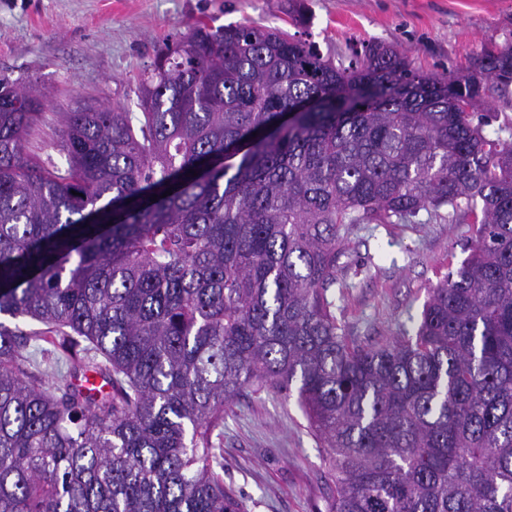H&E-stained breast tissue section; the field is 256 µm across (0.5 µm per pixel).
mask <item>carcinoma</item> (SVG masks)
Returning a JSON list of instances; mask_svg holds the SVG:
<instances>
[{
  "label": "carcinoma",
  "instance_id": "obj_1",
  "mask_svg": "<svg viewBox=\"0 0 512 512\" xmlns=\"http://www.w3.org/2000/svg\"><path fill=\"white\" fill-rule=\"evenodd\" d=\"M25 93L0 78V314L93 355L47 388L0 322V512H243L212 433L295 380L328 512H512V141L461 109L512 96L511 43L439 75L379 40L345 66L199 20L140 79L139 127L95 98L62 113L63 170L24 154ZM463 200L470 256L414 332L357 344L327 296L342 227Z\"/></svg>",
  "mask_w": 512,
  "mask_h": 512
}]
</instances>
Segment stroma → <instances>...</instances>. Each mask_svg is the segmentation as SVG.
Masks as SVG:
<instances>
[{"label": "stroma", "mask_w": 512, "mask_h": 512, "mask_svg": "<svg viewBox=\"0 0 512 512\" xmlns=\"http://www.w3.org/2000/svg\"><path fill=\"white\" fill-rule=\"evenodd\" d=\"M308 23L294 25L288 0H0V75L22 78L46 97L45 122L25 151L65 167L62 112L83 98L121 102L140 118L135 93L157 50L197 18L247 21L314 42L350 60L362 42L396 45L416 66L443 73L466 67L483 46L512 42V0H304ZM474 218L454 224H358L336 269V317L363 345L395 338L419 318L427 290L460 266L475 244ZM224 421V483L247 512H327L334 486L296 398L244 393Z\"/></svg>", "instance_id": "obj_1"}]
</instances>
